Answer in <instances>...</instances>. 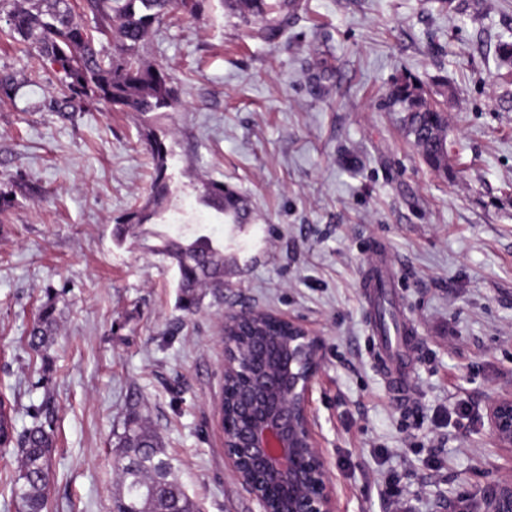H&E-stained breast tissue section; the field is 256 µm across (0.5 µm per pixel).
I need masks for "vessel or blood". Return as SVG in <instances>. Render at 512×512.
<instances>
[{
  "label": "vessel or blood",
  "mask_w": 512,
  "mask_h": 512,
  "mask_svg": "<svg viewBox=\"0 0 512 512\" xmlns=\"http://www.w3.org/2000/svg\"><path fill=\"white\" fill-rule=\"evenodd\" d=\"M361 284L372 316L370 322L374 336L381 349L379 364L383 368L393 393L405 396L411 388L409 345L412 341L408 326L393 328L383 310L384 304L395 302L396 295L386 269V254L383 247H375L368 255Z\"/></svg>",
  "instance_id": "1"
}]
</instances>
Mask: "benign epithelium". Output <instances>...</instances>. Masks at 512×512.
<instances>
[{
    "instance_id": "benign-epithelium-1",
    "label": "benign epithelium",
    "mask_w": 512,
    "mask_h": 512,
    "mask_svg": "<svg viewBox=\"0 0 512 512\" xmlns=\"http://www.w3.org/2000/svg\"><path fill=\"white\" fill-rule=\"evenodd\" d=\"M267 321L287 326L288 339L265 336L249 346L224 339V386L246 379L237 424H224V456L259 512H336L335 489L308 410L322 344L300 322L262 308L227 313L224 328ZM487 418L498 445L511 448L512 395L493 399ZM473 512H512V483L486 488Z\"/></svg>"
}]
</instances>
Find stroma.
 <instances>
[{
	"label": "stroma",
	"mask_w": 512,
	"mask_h": 512,
	"mask_svg": "<svg viewBox=\"0 0 512 512\" xmlns=\"http://www.w3.org/2000/svg\"><path fill=\"white\" fill-rule=\"evenodd\" d=\"M9 29L2 10L0 399L18 433L32 408L54 412L48 512H112L133 396L199 512H257L218 408L224 316L245 306L324 343L309 412L336 512H448L512 480L487 420L512 393V61L498 53L512 0H299L271 40L224 0L177 13L143 47L180 97L162 122L172 193L160 202L140 117L64 98L56 65L31 66ZM404 76L448 117L447 173L386 107ZM210 182L245 198L248 223L204 202ZM144 205L156 218L117 241V221ZM199 229L224 246V296L188 314L153 247ZM376 244L416 330L404 398L378 364L360 284ZM49 301L56 332L36 352ZM55 312L56 307L53 303H47L41 308L37 322L29 334V343L33 350L37 352L46 350L56 326Z\"/></svg>",
	"instance_id": "1"
}]
</instances>
